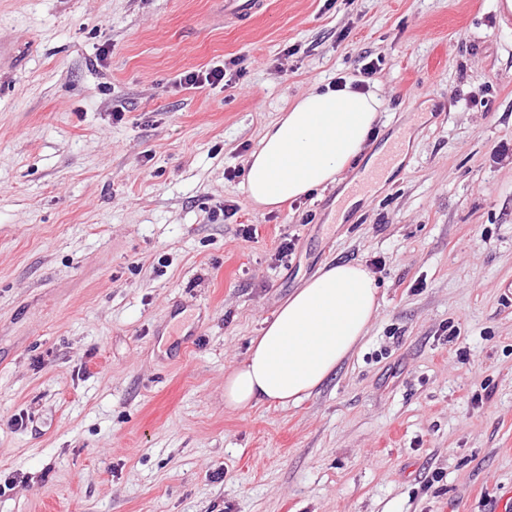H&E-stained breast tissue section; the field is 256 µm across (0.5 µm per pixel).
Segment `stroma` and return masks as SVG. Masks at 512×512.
<instances>
[{"label":"stroma","instance_id":"obj_1","mask_svg":"<svg viewBox=\"0 0 512 512\" xmlns=\"http://www.w3.org/2000/svg\"><path fill=\"white\" fill-rule=\"evenodd\" d=\"M500 2L269 0L237 27L216 0H0V512H497L512 492ZM231 59L236 88L174 85ZM370 61L369 148L409 139L403 163L347 212L368 153L253 209L264 127ZM338 262L373 268L365 338L299 403L225 409L224 374L264 320Z\"/></svg>","mask_w":512,"mask_h":512}]
</instances>
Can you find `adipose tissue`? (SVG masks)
<instances>
[{"mask_svg": "<svg viewBox=\"0 0 512 512\" xmlns=\"http://www.w3.org/2000/svg\"><path fill=\"white\" fill-rule=\"evenodd\" d=\"M383 103L351 86L313 87L268 125L246 161L245 189L258 209L334 183L365 149ZM380 303L362 265L324 268L265 320L244 358L224 377V406H285L318 388L366 336Z\"/></svg>", "mask_w": 512, "mask_h": 512, "instance_id": "obj_1", "label": "adipose tissue"}]
</instances>
